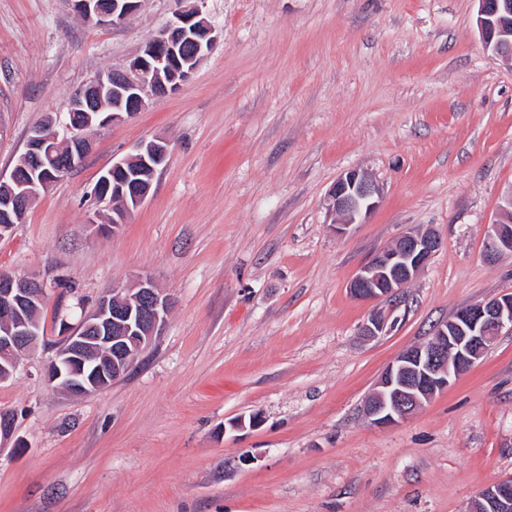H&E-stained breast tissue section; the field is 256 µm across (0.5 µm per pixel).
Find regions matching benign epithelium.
<instances>
[{"label":"benign epithelium","instance_id":"7a95c632","mask_svg":"<svg viewBox=\"0 0 512 512\" xmlns=\"http://www.w3.org/2000/svg\"><path fill=\"white\" fill-rule=\"evenodd\" d=\"M71 2L83 17L112 26L142 6V0H113L110 8L99 0ZM478 3L477 26L485 48L495 54L512 53V0ZM202 7L203 0H193L135 56L77 90L70 108L89 111L81 128L50 118L31 129L25 158L40 177L21 179L12 173L9 179H1L0 204L23 220L40 190L81 163L90 151L86 130L141 111L149 92L163 96L176 90L220 38ZM168 152L165 140L141 143L135 155L112 162L100 175L94 199L106 200L110 179L129 165L152 168L164 163ZM379 198V188L368 173L353 169L341 174L329 190L337 228L357 223L375 209ZM440 247V237L431 231L403 233L359 270L349 285L351 295L363 301L399 298ZM504 255L512 257V226L496 222L488 231L485 259L495 263ZM47 297V284L39 276L0 273V383L10 380L23 353L38 348V324L25 319L24 313L38 310ZM168 306L169 298L147 275L112 287L92 309L82 312L76 326L63 323L62 344L46 369L48 381L74 396L107 389L125 374L127 344L142 352L163 333ZM386 331L387 317L380 313L373 314L361 328L367 337ZM505 331L512 333V293L460 309L434 328L431 339L404 351L385 368L366 401V416L374 426L386 427L412 415L425 401L447 390ZM110 347L114 352L112 369L85 370L99 350ZM469 512H512V478L487 486Z\"/></svg>","mask_w":512,"mask_h":512}]
</instances>
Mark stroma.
I'll use <instances>...</instances> for the list:
<instances>
[{
    "instance_id": "35a3bbf8",
    "label": "stroma",
    "mask_w": 512,
    "mask_h": 512,
    "mask_svg": "<svg viewBox=\"0 0 512 512\" xmlns=\"http://www.w3.org/2000/svg\"><path fill=\"white\" fill-rule=\"evenodd\" d=\"M186 0L117 26L69 0H0V176L30 129L154 38ZM224 35L178 89L87 136L91 149L0 237V271L40 273L44 346L0 384V512H469L512 477V334L387 428L383 370L460 308L512 293L484 258L512 193V56L477 0H205ZM169 143L146 201L109 228L90 192L145 140ZM367 172L378 207L336 233L328 194ZM442 244L400 302L349 283L407 231ZM150 275L166 327L128 375L74 396L45 366L81 307ZM383 336L360 328L373 313ZM260 414L259 426L240 419Z\"/></svg>"
}]
</instances>
